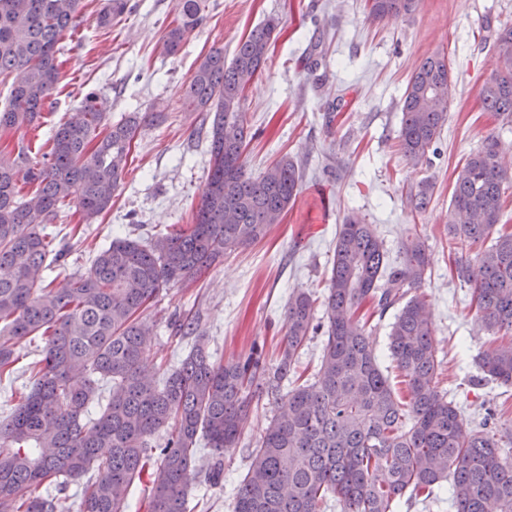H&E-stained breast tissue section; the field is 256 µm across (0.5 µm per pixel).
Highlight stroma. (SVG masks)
Instances as JSON below:
<instances>
[{
  "mask_svg": "<svg viewBox=\"0 0 512 512\" xmlns=\"http://www.w3.org/2000/svg\"><path fill=\"white\" fill-rule=\"evenodd\" d=\"M103 3L83 0L78 33L59 57L61 80L50 111L38 128L13 132L12 149L37 152L90 91L99 94L108 120L153 107L167 120L135 138L106 213L88 224L68 206L47 226L48 237L67 245L69 254L45 272L46 282L59 288L86 271L98 246L112 237L129 232L146 240L190 223L212 166L200 132L211 117L186 108V87L211 48L232 56L241 38L273 16L280 25L243 102L256 133L247 168L259 174L287 154L302 164L305 177L294 205L260 242L228 252L194 282L160 291L142 316L152 336L146 368L160 379L178 366L193 337L175 336L172 324L185 318L218 360L254 345L274 356L290 296L310 293L318 300L315 315H322L336 231L355 213L374 225L393 263L403 240L417 231L426 236L431 276L422 292L442 362L440 387L464 427L483 421L503 397L497 384L475 383L481 375L476 356L488 338L476 323L469 288L450 274L452 262L473 260L475 251L449 244L448 219L454 169L489 134L499 135L502 164L512 172V127H501L480 100L492 68V37L512 27V0H420L412 14L393 20L373 19L367 0H206L204 22L174 56L163 54L162 42L178 17L176 0H129L126 15L107 29L95 21ZM438 50L453 72V100L436 155L430 165L414 167L396 149L399 101L413 70ZM310 55L319 60L312 71ZM426 178L435 184L432 200L411 214L405 193ZM39 357L29 340L16 344L14 372L0 380L1 416L17 403L25 370ZM277 411V401L262 399L239 443L225 449L221 480L190 488L188 512H233L234 488Z\"/></svg>",
  "mask_w": 512,
  "mask_h": 512,
  "instance_id": "obj_1",
  "label": "stroma"
}]
</instances>
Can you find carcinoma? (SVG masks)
Returning <instances> with one entry per match:
<instances>
[{
    "mask_svg": "<svg viewBox=\"0 0 512 512\" xmlns=\"http://www.w3.org/2000/svg\"><path fill=\"white\" fill-rule=\"evenodd\" d=\"M82 0H0V138L37 122L61 80V40ZM204 0H177L179 18L163 38L176 54L204 20ZM419 0H370L375 19H397ZM128 11V0H106L96 17L106 28ZM275 19L241 39L231 60L212 49L186 91V105L214 114L207 132L212 167L193 223L152 240L117 236L89 268L62 288L44 271L67 255L43 233L71 202L89 222L112 205V194L134 138L165 121L152 109L126 112L110 124L97 93L53 127L49 150L32 160L0 150V377L12 374L13 346L45 341L31 366V387L0 420V512H61L58 498L35 495L45 485L81 483L78 512H127L135 480L148 479L147 512H187L197 481V448L234 447L254 403L279 401L278 413L252 450L235 489L234 512H321L328 498L344 512H398L405 494L432 498L446 481L455 512H512V429L483 421L467 430L439 387L440 361L432 318L419 289L428 273V247L419 233L388 260L373 225L355 216L340 224L322 305L327 322L318 372L282 384L309 339L315 299L288 301L286 332L275 364L258 349L217 362L195 340L180 365L157 382L141 364L151 343L140 316L160 290L191 282L233 249L262 240L295 203L301 164L285 156L262 174L247 172L245 151L254 134L243 111L246 87L268 58ZM484 111L512 125V27L492 44ZM453 75L443 52L425 57L401 99L397 147L413 166L429 154L448 123L450 102L429 101ZM501 143L488 137L456 171L448 240L476 249L475 260L453 274L471 288L482 329L492 339L477 356L490 380L512 388V231L502 224ZM28 165L29 195L21 194L18 164ZM434 184L407 194L414 213L431 202ZM399 306L388 336L395 367L408 387L400 401L366 339L359 312ZM92 425V432L85 427ZM157 469H151L153 458Z\"/></svg>",
    "mask_w": 512,
    "mask_h": 512,
    "instance_id": "carcinoma-1",
    "label": "carcinoma"
}]
</instances>
